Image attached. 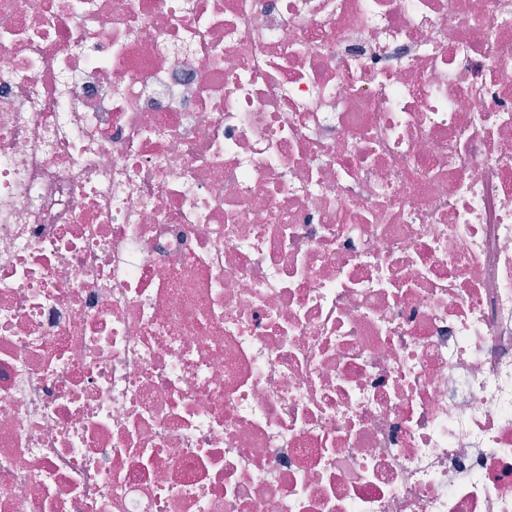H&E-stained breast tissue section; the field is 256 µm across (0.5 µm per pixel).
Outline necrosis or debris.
Here are the masks:
<instances>
[{
  "instance_id": "obj_1",
  "label": "necrosis or debris",
  "mask_w": 512,
  "mask_h": 512,
  "mask_svg": "<svg viewBox=\"0 0 512 512\" xmlns=\"http://www.w3.org/2000/svg\"><path fill=\"white\" fill-rule=\"evenodd\" d=\"M0 512H512V0H0Z\"/></svg>"
}]
</instances>
